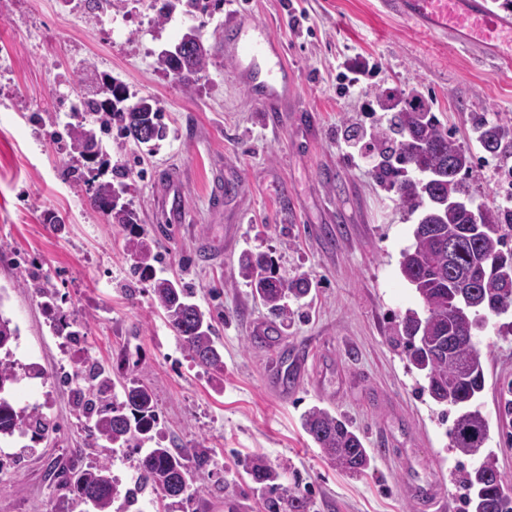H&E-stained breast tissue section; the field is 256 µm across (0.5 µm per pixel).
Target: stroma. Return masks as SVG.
Listing matches in <instances>:
<instances>
[{
  "label": "stroma",
  "instance_id": "stroma-1",
  "mask_svg": "<svg viewBox=\"0 0 512 512\" xmlns=\"http://www.w3.org/2000/svg\"><path fill=\"white\" fill-rule=\"evenodd\" d=\"M171 2L165 22L131 27L116 42L87 14L58 13L56 0H0V47L12 55L0 74V314L19 330L15 359L41 370L15 386V404L38 408L54 425L34 442L0 441V512H72L57 472L74 461H108L123 487L133 485L140 449L89 447L73 388L55 381L86 354L113 379L152 390L163 443L208 448L204 489L186 512H265L241 467L255 453L283 465L284 483L298 485L314 512H417L409 488L430 483L444 495V512H461L449 475L476 460L449 451L448 427L396 332L400 316L419 306L400 271L417 218L374 178L365 146L345 148L342 137L383 121L374 94L392 88L422 94L444 126L470 139L474 113L512 120V77L480 49L428 35L382 0H220L205 13ZM230 9L280 41L294 74L287 96L262 102L225 59ZM191 27L201 29L211 59L188 91L156 61ZM71 43L81 52L61 64ZM351 57L376 67L358 94L337 79ZM106 72L163 109L168 136L155 153L120 149L113 138L103 144L127 172L123 200L159 254L156 276L190 283L210 314L223 374L188 358L149 281L131 273L125 229L92 210L86 185L66 177V165L81 158L50 138L74 120L62 109L72 84L93 94ZM475 156L467 178L475 203L505 205L512 156ZM171 186L185 203L180 224L160 203ZM50 212L59 223L47 222ZM246 251L270 254L283 273L309 274L311 291L287 323H274L239 276ZM33 275L49 279L83 346L65 348L53 333L39 293L23 285ZM474 340L484 356L485 451L512 480V414L501 396L512 384V334L493 319ZM315 405L364 434L374 457L367 474L349 476L323 459L301 427Z\"/></svg>",
  "mask_w": 512,
  "mask_h": 512
}]
</instances>
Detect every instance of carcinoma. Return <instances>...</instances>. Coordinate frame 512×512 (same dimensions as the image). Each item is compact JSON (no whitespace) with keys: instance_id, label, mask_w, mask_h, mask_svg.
<instances>
[{"instance_id":"cac0c4a2","label":"carcinoma","mask_w":512,"mask_h":512,"mask_svg":"<svg viewBox=\"0 0 512 512\" xmlns=\"http://www.w3.org/2000/svg\"><path fill=\"white\" fill-rule=\"evenodd\" d=\"M210 51L198 55L191 69L176 74L189 90L205 71ZM101 93L76 100L96 116L99 127L79 120L67 125L70 150L84 161L83 168L69 169L79 182L89 186V204L112 223L123 228L139 227L136 215L127 208L112 207V192L124 190L122 181L95 182L90 164L104 154L98 132L117 129L128 139L134 113L127 111V87L106 76ZM375 98L389 114L386 125L373 130L370 139L379 149L381 161L376 166L379 180L395 189L401 204L411 213H420L413 232L414 243L402 252L400 271L414 288L421 310H407L398 324L404 340L406 358L416 370L424 373L431 399L444 407L441 418L455 411L449 429V448L464 456L470 449L482 448L488 437V421L482 414L477 396L484 390L485 374L481 349L473 340L479 320L498 317V311L512 310V281L503 272L512 269V209L489 208L488 227L473 232L465 210L451 202L469 196L465 176L473 167V153L458 145L432 112L423 97L399 95L382 90ZM141 122L157 130V136L132 139L136 147L143 145L155 151L158 142L166 139L167 125L163 110L156 106L151 112L139 113ZM471 131L481 149L492 155L512 153V121H494L475 117ZM458 250L448 257V242ZM128 251L134 269L143 278H151L155 260L140 233L128 240ZM239 275L246 280L252 294L267 307L270 314L284 323L290 319V300H299L310 292V280L304 275L288 281L277 276L272 256L248 252L239 260ZM44 301L45 313L56 335L74 328L75 322L57 303L56 294L45 289L43 282H30ZM154 300L176 331L183 349L191 360L215 373L224 371L222 354L215 344L211 319L194 301L193 289L181 279L159 278L153 281ZM18 329L11 319L0 314V437L32 434L43 438L50 431L48 420L38 409H17L9 389L35 371L32 365L12 359L11 345ZM74 376L86 385L75 390L76 407L89 420L94 440H103L119 448H139L150 440L149 433L157 424L153 393L134 382L123 386L124 400L111 396L114 389L106 368L86 359L77 365ZM302 429L322 449L329 464L351 476L366 474L373 456L364 447L360 431L342 416L317 405L302 415ZM187 452L161 443L137 459V470L143 481L119 489L110 464L101 462L85 469L70 468L67 485L72 500L87 502L97 512H111L112 503L123 496L127 507L138 502L147 488L163 512H179L184 503L201 492L202 485L186 464ZM244 472L265 494L267 512H310L311 502L295 487L281 483L283 472L271 465L262 454L246 462ZM501 473L491 474L477 464L464 472L459 480L464 512H512V491Z\"/></svg>"}]
</instances>
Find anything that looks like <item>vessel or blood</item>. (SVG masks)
Masks as SVG:
<instances>
[{"label": "vessel or blood", "instance_id": "obj_1", "mask_svg": "<svg viewBox=\"0 0 512 512\" xmlns=\"http://www.w3.org/2000/svg\"><path fill=\"white\" fill-rule=\"evenodd\" d=\"M390 8L416 19L430 32H452L458 41L478 44L504 63L512 62V21L491 9L489 0H388ZM244 16L224 22V54L236 62H251L261 68L267 85H276L285 64L278 42L267 29L247 37ZM411 496L419 512H437L439 493L436 488L415 485Z\"/></svg>", "mask_w": 512, "mask_h": 512}]
</instances>
